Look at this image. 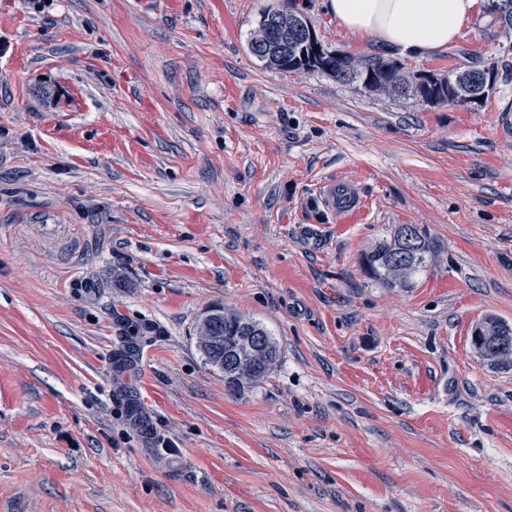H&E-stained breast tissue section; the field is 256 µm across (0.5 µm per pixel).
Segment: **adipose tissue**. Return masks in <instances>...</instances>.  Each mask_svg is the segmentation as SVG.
Returning a JSON list of instances; mask_svg holds the SVG:
<instances>
[{
    "label": "adipose tissue",
    "mask_w": 512,
    "mask_h": 512,
    "mask_svg": "<svg viewBox=\"0 0 512 512\" xmlns=\"http://www.w3.org/2000/svg\"><path fill=\"white\" fill-rule=\"evenodd\" d=\"M353 39L420 60L447 49L479 9L478 0H322Z\"/></svg>",
    "instance_id": "adipose-tissue-1"
}]
</instances>
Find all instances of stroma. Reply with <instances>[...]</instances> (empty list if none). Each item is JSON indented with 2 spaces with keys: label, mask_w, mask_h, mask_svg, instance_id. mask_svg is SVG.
Here are the masks:
<instances>
[{
  "label": "stroma",
  "mask_w": 512,
  "mask_h": 512,
  "mask_svg": "<svg viewBox=\"0 0 512 512\" xmlns=\"http://www.w3.org/2000/svg\"><path fill=\"white\" fill-rule=\"evenodd\" d=\"M284 4L0 0V512H512V370L470 342L512 324V30L401 60L495 64L481 107L428 106L264 67ZM402 224L432 258L384 288L362 258ZM215 305L280 348L237 396ZM316 194L322 207L332 214H350L363 206L358 188L350 182L324 180L318 185ZM213 316L209 322V333L215 336L212 344L200 346L198 349L204 357L205 363L214 370L224 374V385L232 396L241 394L246 388H252L260 384L270 373L279 358V349L276 341L269 332L258 322L247 319L238 314L227 312L223 307H216L212 310ZM211 336H198L201 340L209 341ZM240 336H246L244 345L248 354L255 360H260L264 353V346L267 353V365L260 372L248 380L241 388L234 387L225 381L224 366L221 359L224 356V348H239L244 358L247 354L242 351L239 343ZM265 336V345L264 338Z\"/></svg>",
  "instance_id": "obj_1"
}]
</instances>
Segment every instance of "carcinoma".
Instances as JSON below:
<instances>
[{
	"instance_id": "carcinoma-1",
	"label": "carcinoma",
	"mask_w": 512,
	"mask_h": 512,
	"mask_svg": "<svg viewBox=\"0 0 512 512\" xmlns=\"http://www.w3.org/2000/svg\"><path fill=\"white\" fill-rule=\"evenodd\" d=\"M486 13L495 24H501L506 29H512V0H487ZM265 66L271 69L290 72L297 69L319 70L328 73L336 80L345 83H358L363 88L385 85L393 93L403 96H413L419 101L448 106L478 105L481 100L471 98L457 90V83L464 82L478 90L481 96H488L496 80L497 72L486 70L479 62H474L468 68L457 71L452 69L448 75L438 78L432 74L404 75L401 67L394 61L381 55H370L354 59L347 55L314 51V45L304 42L289 47L287 53L270 46L263 53L255 54ZM414 233L421 247L413 253L407 263L406 272L402 280L394 278L391 262L396 255L398 240H384L380 242L364 259L365 273L375 282L386 288H408L412 278L427 267L431 254V243L419 227H414ZM209 333L215 336L212 344L199 347L205 363L214 370L224 372L223 356L227 347L240 346L242 336L265 337L267 365L260 372L248 380L245 387H235L225 383V388L232 396L260 384L270 373L279 358V349L276 341L269 332L258 322L247 319L238 314L227 312L222 307L212 309Z\"/></svg>"
}]
</instances>
